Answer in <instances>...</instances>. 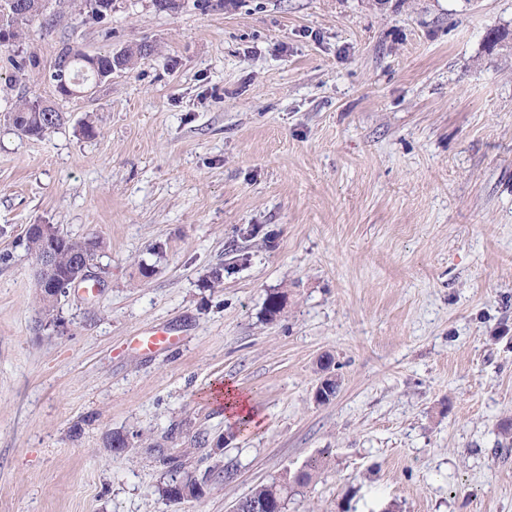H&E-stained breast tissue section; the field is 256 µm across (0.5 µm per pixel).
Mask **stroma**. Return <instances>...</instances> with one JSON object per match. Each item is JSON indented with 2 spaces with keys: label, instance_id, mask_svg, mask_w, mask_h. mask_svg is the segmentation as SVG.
I'll list each match as a JSON object with an SVG mask.
<instances>
[{
  "label": "stroma",
  "instance_id": "stroma-1",
  "mask_svg": "<svg viewBox=\"0 0 512 512\" xmlns=\"http://www.w3.org/2000/svg\"><path fill=\"white\" fill-rule=\"evenodd\" d=\"M178 2L50 0L0 43V512H232L320 455L288 512H512V0ZM141 41L89 96L48 80ZM23 98L63 123L21 135ZM30 224L101 242L52 325ZM168 455L204 495L162 497ZM177 342V338L167 331H157L150 335L139 336L136 347L140 351L153 352L155 350L169 348ZM211 397L224 402L226 417L235 423L239 418L252 417L247 398L237 390V386L230 382L215 384L210 390Z\"/></svg>",
  "mask_w": 512,
  "mask_h": 512
}]
</instances>
